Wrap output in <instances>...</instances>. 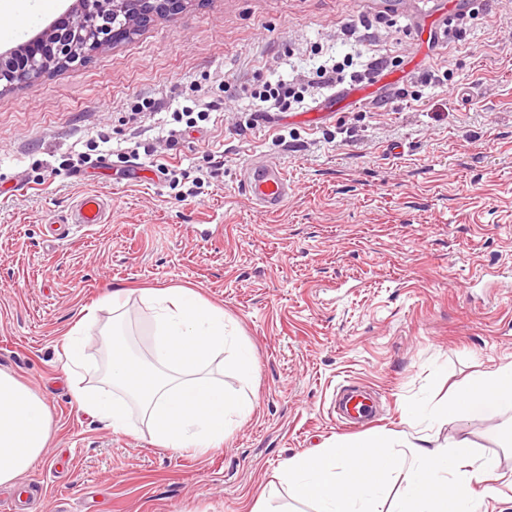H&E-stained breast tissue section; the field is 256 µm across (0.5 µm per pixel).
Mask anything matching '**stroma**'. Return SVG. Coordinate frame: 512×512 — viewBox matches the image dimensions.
<instances>
[{"label":"stroma","mask_w":512,"mask_h":512,"mask_svg":"<svg viewBox=\"0 0 512 512\" xmlns=\"http://www.w3.org/2000/svg\"><path fill=\"white\" fill-rule=\"evenodd\" d=\"M72 2L32 0L30 24L0 18L18 30L0 50ZM462 2L472 25L432 48L446 0H189L88 61L0 92V370L52 416L42 458L0 485V512H250L258 502L313 512L277 474L291 455L348 435L331 413L339 383L374 388L382 411L371 429L398 436L410 407L512 363V0ZM358 15L392 21L365 52L399 58L395 83L314 124L303 120L310 99L254 119L253 88L312 68L314 49L343 57L336 30ZM190 81L210 118L171 146L163 130ZM145 98L162 109L133 120ZM92 140L101 162L69 170L65 159ZM258 157L290 181L278 212L244 188ZM86 193L104 196L105 223H65ZM179 287L223 309L254 352L250 378L212 367L254 403L218 450L155 445L135 404L131 433L112 432L79 408L60 370L68 331L95 307L80 383L110 390L103 300L129 290L122 324L135 349L155 333L143 290ZM511 426L507 409L431 432L433 444L464 440L496 459L502 478L484 512H512Z\"/></svg>","instance_id":"1"}]
</instances>
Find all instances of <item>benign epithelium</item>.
Segmentation results:
<instances>
[{"label": "benign epithelium", "instance_id": "benign-epithelium-1", "mask_svg": "<svg viewBox=\"0 0 512 512\" xmlns=\"http://www.w3.org/2000/svg\"><path fill=\"white\" fill-rule=\"evenodd\" d=\"M189 0H74L25 44L0 53V86H26L61 66L130 39L145 23L181 13Z\"/></svg>", "mask_w": 512, "mask_h": 512}]
</instances>
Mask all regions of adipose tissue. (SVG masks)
<instances>
[{
	"instance_id": "adipose-tissue-1",
	"label": "adipose tissue",
	"mask_w": 512,
	"mask_h": 512,
	"mask_svg": "<svg viewBox=\"0 0 512 512\" xmlns=\"http://www.w3.org/2000/svg\"><path fill=\"white\" fill-rule=\"evenodd\" d=\"M73 396L113 432H128L129 404L123 398L79 386ZM493 408L512 409V364L480 373L447 404L415 412L413 419L419 426L450 424ZM51 424L44 400L0 370V484L14 482L41 457ZM394 442L388 434L344 436L288 459L279 476L292 498L314 504L315 512H382V497L394 482L402 486L394 512H479L483 496L494 495L497 462L473 457L467 442L434 447L421 432L402 448Z\"/></svg>"
}]
</instances>
